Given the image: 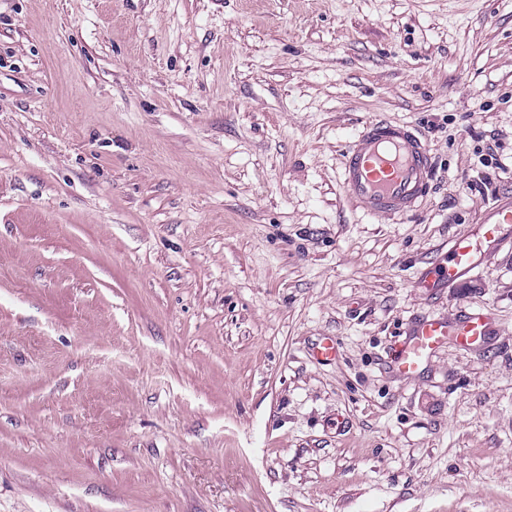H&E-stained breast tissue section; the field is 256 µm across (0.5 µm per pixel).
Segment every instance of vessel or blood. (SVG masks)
I'll list each match as a JSON object with an SVG mask.
<instances>
[{
    "label": "vessel or blood",
    "mask_w": 512,
    "mask_h": 512,
    "mask_svg": "<svg viewBox=\"0 0 512 512\" xmlns=\"http://www.w3.org/2000/svg\"><path fill=\"white\" fill-rule=\"evenodd\" d=\"M432 158L419 132L408 125L374 121L350 141L343 161V184L353 201L372 217L412 212L427 191ZM512 221V210L496 212L477 233L452 241L448 262L433 268L425 285L452 284L469 274L478 255L491 243H503L502 226ZM489 334V322L480 313L457 322L422 319L394 359L396 371L410 377L419 373L425 359L444 345H471Z\"/></svg>",
    "instance_id": "obj_1"
}]
</instances>
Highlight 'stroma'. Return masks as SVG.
Segmentation results:
<instances>
[{"instance_id": "1", "label": "stroma", "mask_w": 512, "mask_h": 512, "mask_svg": "<svg viewBox=\"0 0 512 512\" xmlns=\"http://www.w3.org/2000/svg\"><path fill=\"white\" fill-rule=\"evenodd\" d=\"M509 206L512 0H0V512H512V242L419 285ZM431 177L428 146L409 125L370 122L351 139L344 154L343 184L371 217L412 212ZM488 334L489 322L481 313L470 314L457 322L421 319L415 323L410 337L397 351L394 367L400 375H416L420 372L424 360L444 345L465 347L484 340Z\"/></svg>"}]
</instances>
